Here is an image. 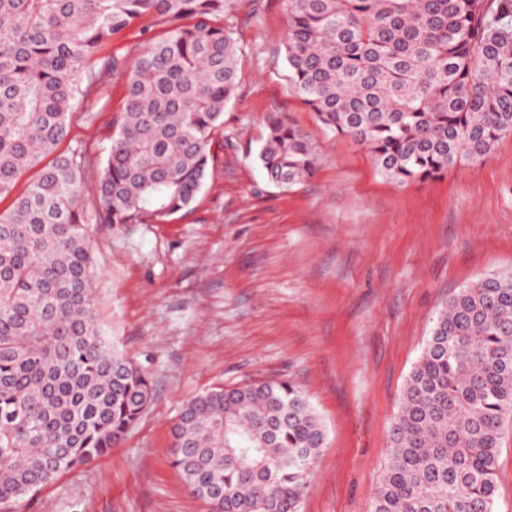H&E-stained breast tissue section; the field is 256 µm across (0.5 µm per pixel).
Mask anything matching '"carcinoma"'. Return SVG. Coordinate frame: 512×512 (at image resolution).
I'll return each instance as SVG.
<instances>
[{
  "label": "carcinoma",
  "mask_w": 512,
  "mask_h": 512,
  "mask_svg": "<svg viewBox=\"0 0 512 512\" xmlns=\"http://www.w3.org/2000/svg\"><path fill=\"white\" fill-rule=\"evenodd\" d=\"M243 0H0V502L106 456L152 400L148 372L101 336L90 224L170 221L194 203L210 140L238 88L230 20ZM147 20L163 34L100 51ZM293 93L398 183L481 161L512 136V0H288ZM114 77L126 102L81 205L87 146L58 153L76 101ZM52 160L43 163L47 156ZM257 160L269 183L312 178L309 137L272 119ZM512 419V271L462 288L433 318L389 430L371 512H492ZM324 430L285 381L203 391L173 432L172 465L209 512H296Z\"/></svg>",
  "instance_id": "obj_1"
}]
</instances>
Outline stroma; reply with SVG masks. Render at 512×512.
<instances>
[{
	"instance_id": "obj_1",
	"label": "stroma",
	"mask_w": 512,
	"mask_h": 512,
	"mask_svg": "<svg viewBox=\"0 0 512 512\" xmlns=\"http://www.w3.org/2000/svg\"><path fill=\"white\" fill-rule=\"evenodd\" d=\"M260 5L232 20L238 90L191 208L164 224L89 227L100 333L150 372V405L104 458L0 512H206L170 464L174 426L198 393L263 380L300 387L325 431L297 512H370L433 318L459 289L512 271V137L438 179L388 180L290 93L287 0ZM125 95L112 79L66 145L105 160ZM275 115L318 156L315 176L289 189L257 161ZM496 484L492 512H512V420Z\"/></svg>"
}]
</instances>
